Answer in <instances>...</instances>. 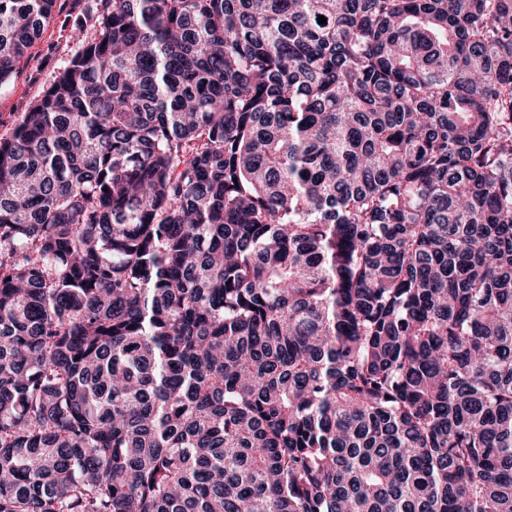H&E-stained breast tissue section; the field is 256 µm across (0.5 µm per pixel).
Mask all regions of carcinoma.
<instances>
[{
    "label": "carcinoma",
    "mask_w": 512,
    "mask_h": 512,
    "mask_svg": "<svg viewBox=\"0 0 512 512\" xmlns=\"http://www.w3.org/2000/svg\"><path fill=\"white\" fill-rule=\"evenodd\" d=\"M110 2L0 137V512H512V0Z\"/></svg>",
    "instance_id": "obj_1"
}]
</instances>
